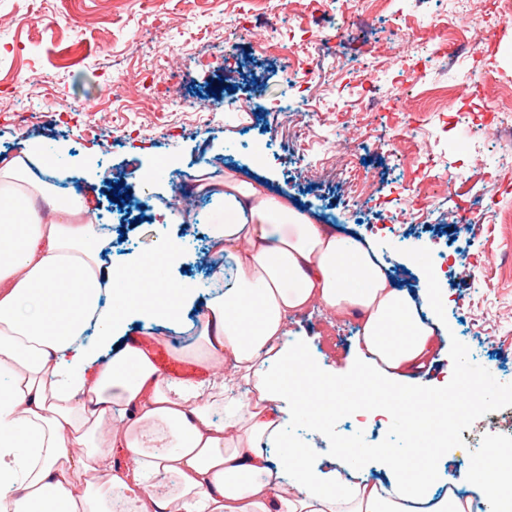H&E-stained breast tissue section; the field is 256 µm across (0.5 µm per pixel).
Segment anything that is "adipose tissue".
I'll use <instances>...</instances> for the list:
<instances>
[{
  "instance_id": "adipose-tissue-1",
  "label": "adipose tissue",
  "mask_w": 512,
  "mask_h": 512,
  "mask_svg": "<svg viewBox=\"0 0 512 512\" xmlns=\"http://www.w3.org/2000/svg\"><path fill=\"white\" fill-rule=\"evenodd\" d=\"M58 162L29 143L0 156V512H479L476 487L512 506V472L494 455L446 464L286 440L295 417L334 416L343 388L374 414L434 429L431 399L453 387L406 376L438 339L423 319L432 283L397 288L362 243L228 169L210 238L234 277L205 299L167 275L181 241L107 263L83 196L39 178ZM314 306L359 321V379L325 376L290 342L289 317ZM189 316L188 355L207 373L195 382L162 374L146 347ZM242 382L252 390L239 396ZM372 458L384 478H371Z\"/></svg>"
}]
</instances>
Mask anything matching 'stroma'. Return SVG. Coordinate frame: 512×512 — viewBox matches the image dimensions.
Returning a JSON list of instances; mask_svg holds the SVG:
<instances>
[{
  "label": "stroma",
  "mask_w": 512,
  "mask_h": 512,
  "mask_svg": "<svg viewBox=\"0 0 512 512\" xmlns=\"http://www.w3.org/2000/svg\"><path fill=\"white\" fill-rule=\"evenodd\" d=\"M460 0H360L345 12L338 0L309 11L303 0H0V155L22 142L60 149L66 167L60 191H86L94 215L113 240L112 263L155 252L165 241L190 242L171 278L209 283L224 262L212 254L209 229L224 216V201L200 191L203 180L243 172L284 195L318 223L356 240H369L397 287L417 291L434 281L442 298L433 318L446 329L430 370L449 382L482 389L485 403L453 420L447 438L414 442L390 421L357 426L353 407L340 401L317 427L303 419L288 427L296 443L331 451L347 436L361 448L419 447L473 461L512 449V223L496 224L482 200L498 196L512 213V164L506 145L481 123L444 122L448 112L488 114L497 96H512V27L489 46L445 61L434 52L436 16L459 15ZM403 30L416 71L398 65L390 41ZM316 63L307 93L288 74L299 61ZM230 76L232 88L213 96L212 83ZM372 80L362 90L361 77ZM446 89L431 104L432 88ZM377 107L364 116V99ZM422 117L421 130L444 180L431 198L428 221L402 216L409 161L399 154L411 135L385 126L384 109ZM354 126L347 155L371 200L352 201L332 172L318 170L343 127ZM162 167L148 183L137 169ZM130 184L126 210L112 208L111 181ZM202 205L192 214L176 195ZM465 210L470 231L453 233L448 216ZM494 308L500 321L486 325ZM294 338L324 371L356 377V321L329 322L320 307L289 319Z\"/></svg>",
  "instance_id": "obj_1"
}]
</instances>
